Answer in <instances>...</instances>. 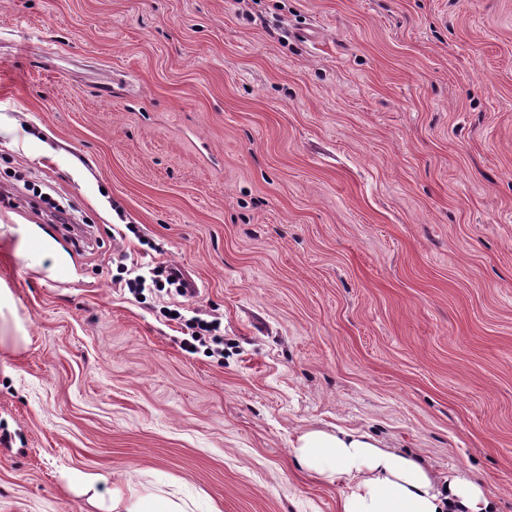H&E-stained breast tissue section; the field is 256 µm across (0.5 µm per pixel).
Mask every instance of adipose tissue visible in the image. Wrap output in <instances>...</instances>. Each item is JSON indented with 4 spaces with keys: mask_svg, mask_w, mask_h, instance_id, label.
I'll list each match as a JSON object with an SVG mask.
<instances>
[{
    "mask_svg": "<svg viewBox=\"0 0 512 512\" xmlns=\"http://www.w3.org/2000/svg\"><path fill=\"white\" fill-rule=\"evenodd\" d=\"M292 454L304 468L342 486L340 512H495L487 491L462 475L438 483L417 460L380 447L366 433L310 430ZM82 492L98 512H188L185 502L139 483L114 487L107 474H84Z\"/></svg>",
    "mask_w": 512,
    "mask_h": 512,
    "instance_id": "1",
    "label": "adipose tissue"
}]
</instances>
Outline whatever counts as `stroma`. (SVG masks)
<instances>
[{
	"mask_svg": "<svg viewBox=\"0 0 512 512\" xmlns=\"http://www.w3.org/2000/svg\"><path fill=\"white\" fill-rule=\"evenodd\" d=\"M30 184L0 205V512H97L88 472L339 512L310 429L512 512V0H0V188ZM162 262L193 296L128 291ZM187 328L191 330L190 339L186 340V351L196 352L204 347L210 356H223L224 354V336L217 334L221 327L219 319L210 321L200 317H192L186 320ZM194 347V350H191Z\"/></svg>",
	"mask_w": 512,
	"mask_h": 512,
	"instance_id": "obj_1",
	"label": "stroma"
}]
</instances>
